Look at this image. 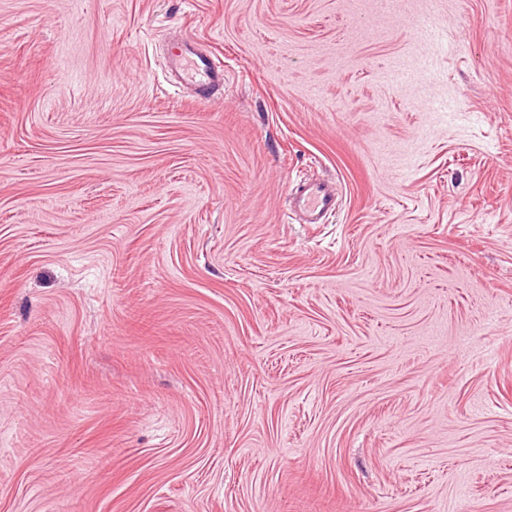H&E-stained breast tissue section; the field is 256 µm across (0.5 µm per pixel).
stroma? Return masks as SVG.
<instances>
[{"label":"stroma","mask_w":512,"mask_h":512,"mask_svg":"<svg viewBox=\"0 0 512 512\" xmlns=\"http://www.w3.org/2000/svg\"><path fill=\"white\" fill-rule=\"evenodd\" d=\"M0 512H512V0H0ZM170 62L177 76L173 82L175 88L183 85L195 87L199 101L211 100L221 92L224 66L206 60L192 41L186 39L177 43L171 50ZM289 212L303 217L306 224H323L336 210V189L322 181H298L291 190Z\"/></svg>","instance_id":"35a3bbf8"}]
</instances>
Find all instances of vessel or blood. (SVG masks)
Returning a JSON list of instances; mask_svg holds the SVG:
<instances>
[{
  "label": "vessel or blood",
  "mask_w": 512,
  "mask_h": 512,
  "mask_svg": "<svg viewBox=\"0 0 512 512\" xmlns=\"http://www.w3.org/2000/svg\"><path fill=\"white\" fill-rule=\"evenodd\" d=\"M171 65L177 85L195 87L201 101L215 98L224 85V68L206 60L190 40L177 43L171 50ZM290 211L309 224L323 223L336 209V189L322 181H298L291 190Z\"/></svg>",
  "instance_id": "b4317fda"
}]
</instances>
